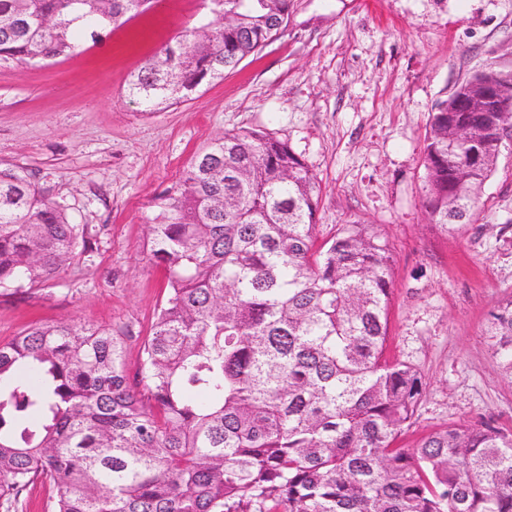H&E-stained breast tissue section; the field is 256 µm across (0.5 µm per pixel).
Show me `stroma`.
<instances>
[{"instance_id":"35a3bbf8","label":"stroma","mask_w":512,"mask_h":512,"mask_svg":"<svg viewBox=\"0 0 512 512\" xmlns=\"http://www.w3.org/2000/svg\"><path fill=\"white\" fill-rule=\"evenodd\" d=\"M169 0L48 65L0 64V167L17 169L96 236L90 256L44 289L0 294V343L32 322L126 327L128 373L165 297L147 256L155 203L194 155L227 131L287 141L321 187L317 236L372 224L394 256L386 353L425 381L412 426L484 422L512 430V380L485 329L512 296V155L485 182L473 223L431 224L424 143L430 112L487 64L512 70V0H291L277 39L192 100L143 111L131 75L196 25Z\"/></svg>"}]
</instances>
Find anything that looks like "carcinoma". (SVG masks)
I'll return each instance as SVG.
<instances>
[{
  "label": "carcinoma",
  "instance_id": "cac0c4a2",
  "mask_svg": "<svg viewBox=\"0 0 512 512\" xmlns=\"http://www.w3.org/2000/svg\"><path fill=\"white\" fill-rule=\"evenodd\" d=\"M203 16L128 81L148 111L224 79L285 26L290 0H201ZM152 0H0V63L79 54ZM431 112V223L473 222L496 167L501 112ZM473 135L457 145L459 126ZM321 187L287 142L214 138L160 196L148 231L166 297L142 344L90 323H34L0 344V508L40 481L50 512H512V431L448 425L396 447L424 394L384 357L394 259L369 224L322 244ZM94 249L88 226L0 168V289L47 285ZM512 379V298L486 329Z\"/></svg>",
  "mask_w": 512,
  "mask_h": 512
}]
</instances>
